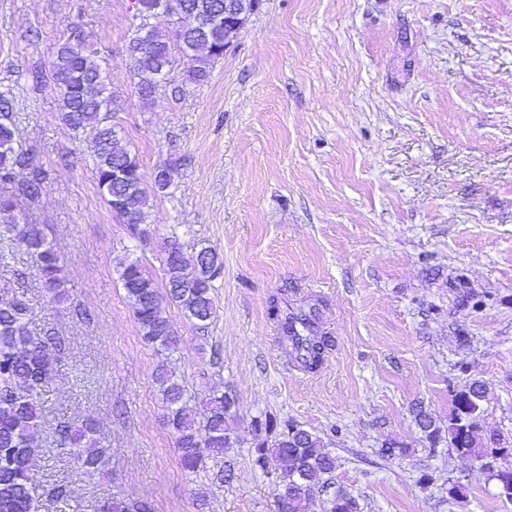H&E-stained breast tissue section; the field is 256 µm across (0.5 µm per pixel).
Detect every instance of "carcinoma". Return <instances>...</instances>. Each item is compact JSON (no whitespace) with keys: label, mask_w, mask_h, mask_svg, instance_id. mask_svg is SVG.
<instances>
[{"label":"carcinoma","mask_w":512,"mask_h":512,"mask_svg":"<svg viewBox=\"0 0 512 512\" xmlns=\"http://www.w3.org/2000/svg\"><path fill=\"white\" fill-rule=\"evenodd\" d=\"M166 0H139L141 17H158L165 11ZM196 14L209 17L224 10V0H185ZM234 35L224 34L220 20L201 30L191 24H172L166 34L154 28L144 45L138 37L130 39V60L135 94L147 104L152 101L161 79L159 71L169 68L174 53L188 63V80L200 83L208 79L219 51ZM83 35L77 31L57 45L51 63L49 82L62 99L61 120L77 134L87 136L94 147L93 165L98 187L112 211L126 225L129 237L141 239L147 232L148 209L152 195L169 187L171 171L156 172L153 186H148L136 156L132 155L110 120V99L106 96L105 76L93 59ZM16 128L12 121V101L0 92V183L15 188L0 193V240L7 239L26 251L33 260L34 277L43 292L54 301L64 298V257L47 237L44 228L20 216V202L30 203L46 192L45 176L38 170L15 183L17 170L32 165L27 153L15 148ZM166 293H161L147 268L136 260L120 266L118 279L132 309L144 343L159 351L179 349L181 336L166 315V305L175 304L185 316L202 329L216 315L212 281L219 262L216 253L204 247L189 260L177 251L165 250ZM270 309L285 329V336L295 339L303 351L300 362L310 369L319 366L330 343L316 331L314 315L288 310L274 299ZM30 307L21 296L0 300V512H38V494L31 473L32 444L40 434L43 396L53 375V364L61 354L62 343L56 333H35L28 328ZM155 383L168 407L182 468L195 473L204 467L208 453H221L232 446L231 423L237 402L226 392H210L201 400L202 412L196 418L185 409L187 390L173 372L161 366ZM484 384L470 382L456 392L448 425L441 427L422 408L415 409V421L431 447L448 434L449 447L463 456L482 459L477 420L483 412ZM276 423L268 419L255 423L251 454L253 464L264 470L270 461L280 471L278 482L279 512H305L306 504L317 491L331 489L330 474L336 458L323 451L322 440L310 431L288 423L274 433ZM94 420L67 422L57 430L60 444L70 449L79 467L94 472L102 463L104 449L94 437ZM329 501L334 512H358L359 504L347 492L333 491ZM98 512H153L149 501L139 498H112L101 504Z\"/></svg>","instance_id":"cac0c4a2"}]
</instances>
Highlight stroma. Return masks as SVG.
Wrapping results in <instances>:
<instances>
[{"instance_id": "obj_1", "label": "stroma", "mask_w": 512, "mask_h": 512, "mask_svg": "<svg viewBox=\"0 0 512 512\" xmlns=\"http://www.w3.org/2000/svg\"><path fill=\"white\" fill-rule=\"evenodd\" d=\"M138 24L134 0H0V90L47 184L26 217L65 258L54 303L30 256L0 241L12 253L0 287H22L30 330L66 344L35 442L39 512H59L57 482L72 512L117 495L155 512H277V474L251 454L266 418L319 436L360 512H512L496 479L512 470V0H259L209 80L190 82L176 58L148 105L126 55ZM77 29L146 176L173 173L145 239L105 202L58 92L32 87ZM170 240L188 256L212 249L221 268L207 329L168 306L182 344L167 354L143 343L117 268L140 260L164 287ZM276 296L314 310L331 337L318 368H292ZM162 365L186 382L190 412L212 390L239 403L233 448L195 474L154 383ZM476 379L478 433L508 454L430 447L414 407L447 425L453 394ZM85 418L106 450L92 474L56 432ZM393 441L405 452L381 456Z\"/></svg>"}]
</instances>
